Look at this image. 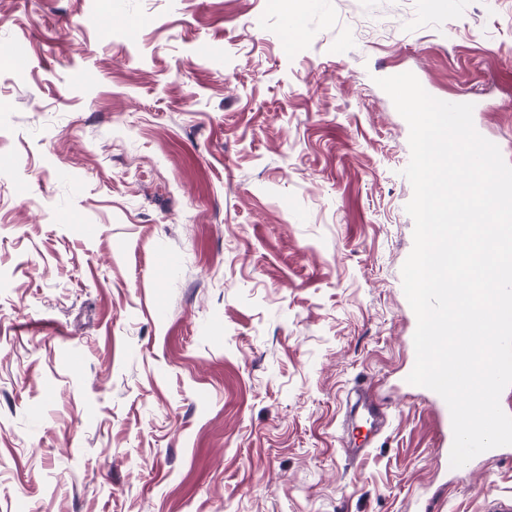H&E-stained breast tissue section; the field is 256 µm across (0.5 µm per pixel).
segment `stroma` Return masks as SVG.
Segmentation results:
<instances>
[{"label":"stroma","instance_id":"obj_1","mask_svg":"<svg viewBox=\"0 0 512 512\" xmlns=\"http://www.w3.org/2000/svg\"><path fill=\"white\" fill-rule=\"evenodd\" d=\"M395 72L512 164V0H0V512L512 495L404 381ZM359 380L389 416L350 462Z\"/></svg>","mask_w":512,"mask_h":512}]
</instances>
